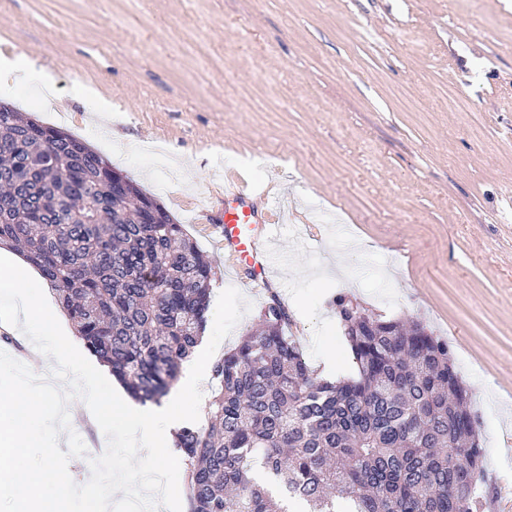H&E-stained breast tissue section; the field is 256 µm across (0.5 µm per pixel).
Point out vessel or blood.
<instances>
[{"mask_svg": "<svg viewBox=\"0 0 512 512\" xmlns=\"http://www.w3.org/2000/svg\"><path fill=\"white\" fill-rule=\"evenodd\" d=\"M223 203L218 230L227 267L247 283L270 287V255L264 247L273 229L268 193L228 189Z\"/></svg>", "mask_w": 512, "mask_h": 512, "instance_id": "b4317fda", "label": "vessel or blood"}]
</instances>
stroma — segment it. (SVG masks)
Segmentation results:
<instances>
[{
    "mask_svg": "<svg viewBox=\"0 0 512 512\" xmlns=\"http://www.w3.org/2000/svg\"><path fill=\"white\" fill-rule=\"evenodd\" d=\"M18 55L55 91L17 77L12 109L154 196L212 296L250 302L217 355L274 296L317 372L333 355L355 374L337 294L420 322L468 389L483 512H512V0H0V57ZM243 182L282 212L269 291L231 276L201 213Z\"/></svg>",
    "mask_w": 512,
    "mask_h": 512,
    "instance_id": "stroma-1",
    "label": "stroma"
}]
</instances>
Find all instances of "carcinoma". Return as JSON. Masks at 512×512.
Masks as SVG:
<instances>
[{
	"mask_svg": "<svg viewBox=\"0 0 512 512\" xmlns=\"http://www.w3.org/2000/svg\"><path fill=\"white\" fill-rule=\"evenodd\" d=\"M112 173L67 132L0 109V246L50 282L131 398L158 403L203 332L212 267L163 207L165 223L145 222L155 199L112 195ZM336 309L355 378L315 375L276 300L213 364L205 423L174 439L189 512H287L256 460L311 512H481L484 449L448 344L346 296Z\"/></svg>",
	"mask_w": 512,
	"mask_h": 512,
	"instance_id": "carcinoma-1",
	"label": "carcinoma"
}]
</instances>
